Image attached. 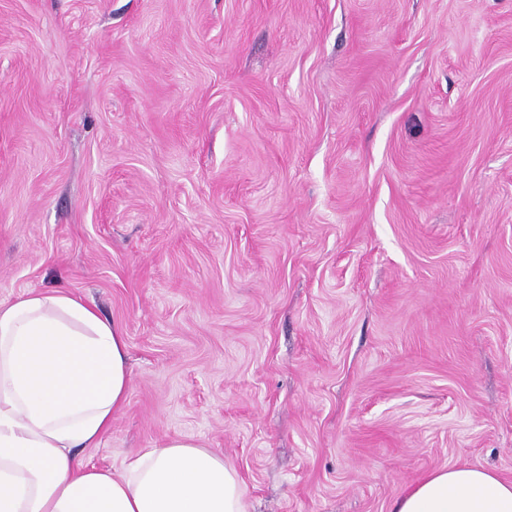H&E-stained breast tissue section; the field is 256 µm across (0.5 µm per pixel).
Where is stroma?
Returning a JSON list of instances; mask_svg holds the SVG:
<instances>
[{"mask_svg":"<svg viewBox=\"0 0 512 512\" xmlns=\"http://www.w3.org/2000/svg\"><path fill=\"white\" fill-rule=\"evenodd\" d=\"M46 289L126 338L96 466L512 479V0H0V301Z\"/></svg>","mask_w":512,"mask_h":512,"instance_id":"1","label":"stroma"}]
</instances>
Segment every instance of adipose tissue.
<instances>
[{
  "instance_id": "obj_1",
  "label": "adipose tissue",
  "mask_w": 512,
  "mask_h": 512,
  "mask_svg": "<svg viewBox=\"0 0 512 512\" xmlns=\"http://www.w3.org/2000/svg\"><path fill=\"white\" fill-rule=\"evenodd\" d=\"M130 383L122 329L83 298L30 290L0 301V512H247L237 470L189 440L112 470L79 458L111 430ZM393 512H512V480L446 467Z\"/></svg>"
}]
</instances>
